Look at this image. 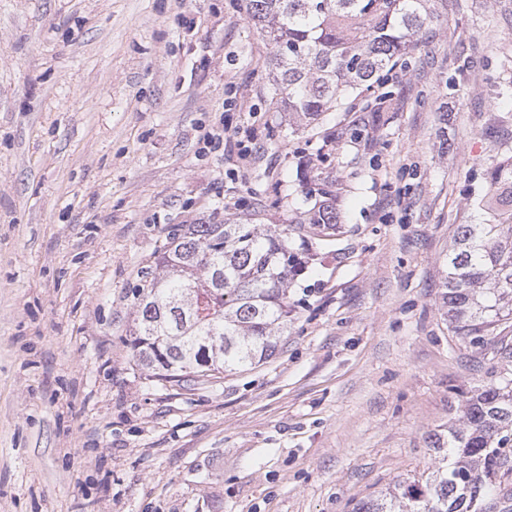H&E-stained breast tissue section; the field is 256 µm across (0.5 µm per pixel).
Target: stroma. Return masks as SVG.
I'll use <instances>...</instances> for the list:
<instances>
[{
	"mask_svg": "<svg viewBox=\"0 0 512 512\" xmlns=\"http://www.w3.org/2000/svg\"><path fill=\"white\" fill-rule=\"evenodd\" d=\"M511 45L512 0H448L389 111L368 92L292 135L242 0H0V512H354L434 467L457 390L512 373L439 309L451 227L512 145ZM316 162L343 219L279 352L152 380L127 339L169 236L296 223Z\"/></svg>",
	"mask_w": 512,
	"mask_h": 512,
	"instance_id": "35a3bbf8",
	"label": "stroma"
}]
</instances>
